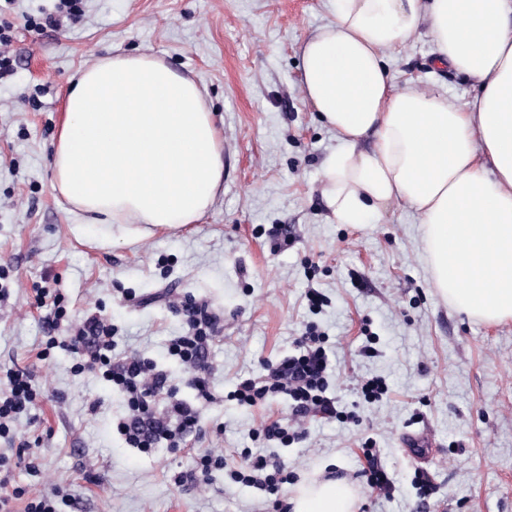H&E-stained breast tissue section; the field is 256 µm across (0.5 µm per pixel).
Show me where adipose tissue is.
Listing matches in <instances>:
<instances>
[{
    "label": "adipose tissue",
    "mask_w": 512,
    "mask_h": 512,
    "mask_svg": "<svg viewBox=\"0 0 512 512\" xmlns=\"http://www.w3.org/2000/svg\"><path fill=\"white\" fill-rule=\"evenodd\" d=\"M427 21L435 63L467 101L396 87L384 61ZM305 99L336 133L322 197L337 224L402 202L421 219L433 285L458 311L512 320V0H334L300 48ZM53 188L85 222L130 237L196 223L224 181L202 89L149 54L84 68L55 136ZM344 480L312 481L292 512H354Z\"/></svg>",
    "instance_id": "ef3b65f1"
}]
</instances>
